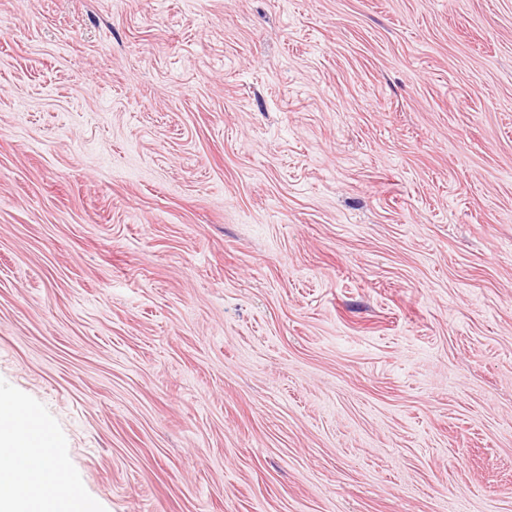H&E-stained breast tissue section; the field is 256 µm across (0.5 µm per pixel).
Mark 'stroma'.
I'll return each instance as SVG.
<instances>
[{
	"label": "stroma",
	"instance_id": "stroma-1",
	"mask_svg": "<svg viewBox=\"0 0 512 512\" xmlns=\"http://www.w3.org/2000/svg\"><path fill=\"white\" fill-rule=\"evenodd\" d=\"M92 512H512V0H0V397Z\"/></svg>",
	"mask_w": 512,
	"mask_h": 512
}]
</instances>
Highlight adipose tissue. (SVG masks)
<instances>
[{"instance_id":"obj_1","label":"adipose tissue","mask_w":512,"mask_h":512,"mask_svg":"<svg viewBox=\"0 0 512 512\" xmlns=\"http://www.w3.org/2000/svg\"><path fill=\"white\" fill-rule=\"evenodd\" d=\"M47 431L44 421L26 405L0 398V458L23 455L41 461L38 437ZM66 506L74 512H89L82 493L70 479L46 475L0 479V512H61Z\"/></svg>"}]
</instances>
